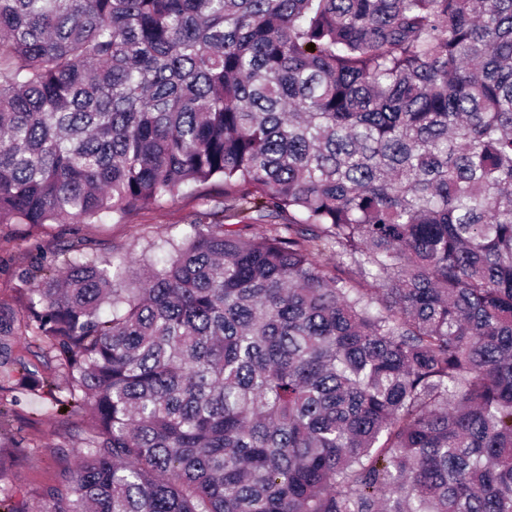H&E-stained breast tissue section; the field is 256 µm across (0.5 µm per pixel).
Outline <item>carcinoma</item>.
Listing matches in <instances>:
<instances>
[{
    "instance_id": "cac0c4a2",
    "label": "carcinoma",
    "mask_w": 512,
    "mask_h": 512,
    "mask_svg": "<svg viewBox=\"0 0 512 512\" xmlns=\"http://www.w3.org/2000/svg\"><path fill=\"white\" fill-rule=\"evenodd\" d=\"M185 188L0 310L84 418L40 512H512V0H0V224Z\"/></svg>"
}]
</instances>
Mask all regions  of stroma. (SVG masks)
I'll list each match as a JSON object with an SVG mask.
<instances>
[{"label":"stroma","instance_id":"1","mask_svg":"<svg viewBox=\"0 0 512 512\" xmlns=\"http://www.w3.org/2000/svg\"><path fill=\"white\" fill-rule=\"evenodd\" d=\"M200 207V200L185 191L163 204L136 211L118 224L109 218L98 224H0V307L19 309L24 290L37 285L32 276L35 268L67 257L116 261L131 252L162 261L164 254L157 251V244L190 234L189 223ZM14 384V375L0 376V395L18 400L8 427L0 429V444H21L22 454L9 463V482L33 498L54 482V458L58 451L70 450L77 430L74 418L53 409L52 399L12 395Z\"/></svg>","mask_w":512,"mask_h":512}]
</instances>
